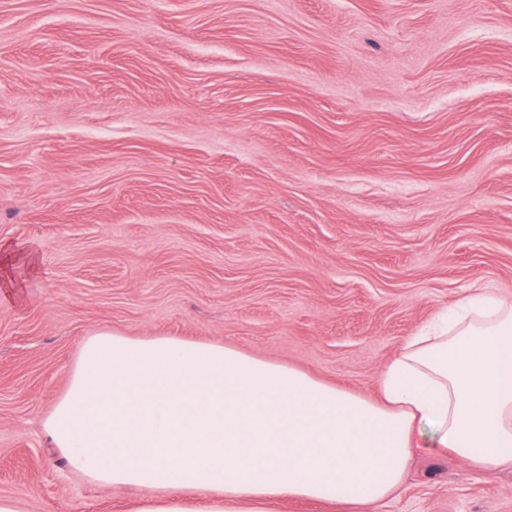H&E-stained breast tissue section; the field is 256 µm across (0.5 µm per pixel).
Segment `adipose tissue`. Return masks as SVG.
Wrapping results in <instances>:
<instances>
[{"label": "adipose tissue", "instance_id": "1", "mask_svg": "<svg viewBox=\"0 0 512 512\" xmlns=\"http://www.w3.org/2000/svg\"><path fill=\"white\" fill-rule=\"evenodd\" d=\"M379 399L213 343L86 337L43 426L91 483L146 489L138 512H374L414 451L512 465V295L440 311L382 370Z\"/></svg>", "mask_w": 512, "mask_h": 512}]
</instances>
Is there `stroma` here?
Returning <instances> with one entry per match:
<instances>
[{
  "mask_svg": "<svg viewBox=\"0 0 512 512\" xmlns=\"http://www.w3.org/2000/svg\"><path fill=\"white\" fill-rule=\"evenodd\" d=\"M0 496L135 512L42 420L91 330L220 343L372 399L512 292V0H0ZM378 512H512L416 453ZM0 262L4 270L9 269L16 264H22L30 269H36L37 256L31 249H21L12 246L9 243H0Z\"/></svg>",
  "mask_w": 512,
  "mask_h": 512,
  "instance_id": "35a3bbf8",
  "label": "stroma"
}]
</instances>
